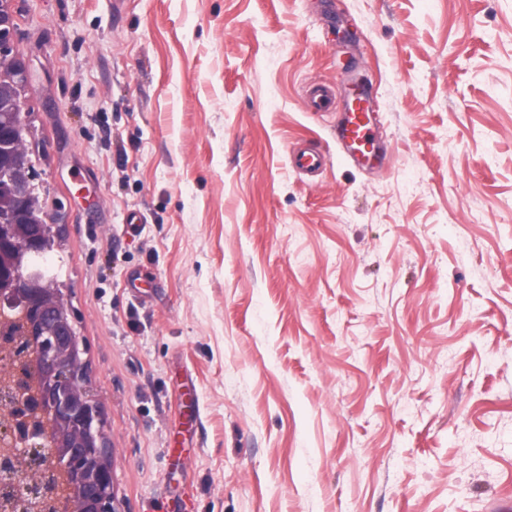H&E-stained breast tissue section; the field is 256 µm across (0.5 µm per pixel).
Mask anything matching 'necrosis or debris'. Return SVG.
Returning <instances> with one entry per match:
<instances>
[{
    "instance_id": "4bbe7bcc",
    "label": "necrosis or debris",
    "mask_w": 512,
    "mask_h": 512,
    "mask_svg": "<svg viewBox=\"0 0 512 512\" xmlns=\"http://www.w3.org/2000/svg\"><path fill=\"white\" fill-rule=\"evenodd\" d=\"M17 314L0 308V457L24 449L11 476L0 475V512H33L25 491L35 476L36 461H49L50 412L37 383V361L18 358V337L12 336Z\"/></svg>"
}]
</instances>
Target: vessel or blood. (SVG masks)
<instances>
[{"instance_id": "1", "label": "vessel or blood", "mask_w": 512, "mask_h": 512, "mask_svg": "<svg viewBox=\"0 0 512 512\" xmlns=\"http://www.w3.org/2000/svg\"><path fill=\"white\" fill-rule=\"evenodd\" d=\"M309 108L315 112L328 111L336 95V87L329 82L311 84L306 92ZM343 100L342 117L337 127V139L348 158L361 167L379 165L383 159L378 145L374 123L377 102L370 86L357 85L355 90L346 92ZM294 169L312 175L323 169L328 158L314 150H295L290 155Z\"/></svg>"}]
</instances>
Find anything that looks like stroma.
Returning <instances> with one entry per match:
<instances>
[{
  "instance_id": "obj_1",
  "label": "stroma",
  "mask_w": 512,
  "mask_h": 512,
  "mask_svg": "<svg viewBox=\"0 0 512 512\" xmlns=\"http://www.w3.org/2000/svg\"><path fill=\"white\" fill-rule=\"evenodd\" d=\"M10 11L117 512L512 501V0ZM355 68L382 167L307 108ZM306 97L313 112H326L336 99V87L329 82H315L308 87ZM290 162L294 169L308 175H313L323 169L328 158L321 152L314 150H292Z\"/></svg>"
}]
</instances>
